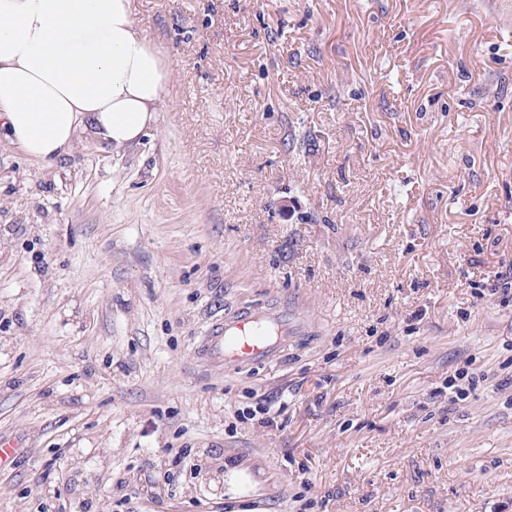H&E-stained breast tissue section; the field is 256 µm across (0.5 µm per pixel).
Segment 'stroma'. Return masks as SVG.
<instances>
[{
	"instance_id": "1",
	"label": "stroma",
	"mask_w": 512,
	"mask_h": 512,
	"mask_svg": "<svg viewBox=\"0 0 512 512\" xmlns=\"http://www.w3.org/2000/svg\"><path fill=\"white\" fill-rule=\"evenodd\" d=\"M133 7L141 143L0 138V512H512V12ZM274 301L280 359L202 358Z\"/></svg>"
}]
</instances>
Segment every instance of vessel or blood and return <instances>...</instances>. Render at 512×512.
Listing matches in <instances>:
<instances>
[{"label": "vessel or blood", "instance_id": "b4317fda", "mask_svg": "<svg viewBox=\"0 0 512 512\" xmlns=\"http://www.w3.org/2000/svg\"><path fill=\"white\" fill-rule=\"evenodd\" d=\"M298 323L281 303L263 311L243 309L215 323L202 346L204 356L227 367L257 365L278 358Z\"/></svg>", "mask_w": 512, "mask_h": 512}]
</instances>
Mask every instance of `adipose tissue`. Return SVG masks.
I'll return each mask as SVG.
<instances>
[{
	"label": "adipose tissue",
	"instance_id": "ef3b65f1",
	"mask_svg": "<svg viewBox=\"0 0 512 512\" xmlns=\"http://www.w3.org/2000/svg\"><path fill=\"white\" fill-rule=\"evenodd\" d=\"M169 80L132 0H0V134L40 163L83 129L116 149L138 143Z\"/></svg>",
	"mask_w": 512,
	"mask_h": 512
}]
</instances>
